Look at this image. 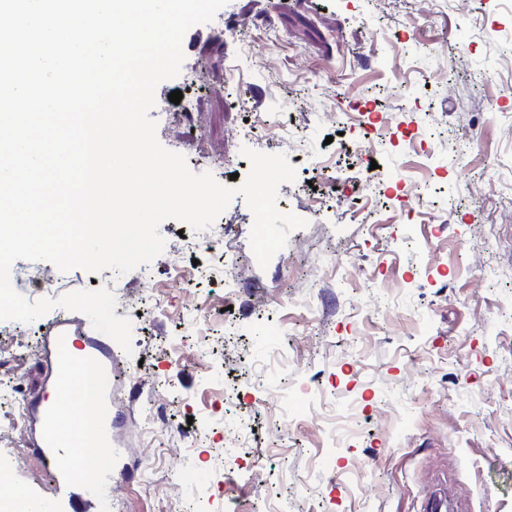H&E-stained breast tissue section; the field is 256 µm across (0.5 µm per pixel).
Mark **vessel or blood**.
Returning <instances> with one entry per match:
<instances>
[{
  "label": "vessel or blood",
  "instance_id": "1",
  "mask_svg": "<svg viewBox=\"0 0 512 512\" xmlns=\"http://www.w3.org/2000/svg\"><path fill=\"white\" fill-rule=\"evenodd\" d=\"M53 349L50 396L33 403L28 416L38 427L36 451L50 471V493L70 512L75 488H83L89 501L101 503L112 484V469L104 467L85 475V455L112 449V414L106 394L94 405L82 404V381L92 377L104 381L113 370L112 351L101 336L73 328L70 320L59 319L48 328Z\"/></svg>",
  "mask_w": 512,
  "mask_h": 512
}]
</instances>
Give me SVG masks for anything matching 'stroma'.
I'll list each match as a JSON object with an SVG mask.
<instances>
[{"label": "stroma", "mask_w": 512, "mask_h": 512, "mask_svg": "<svg viewBox=\"0 0 512 512\" xmlns=\"http://www.w3.org/2000/svg\"><path fill=\"white\" fill-rule=\"evenodd\" d=\"M185 34L183 77L162 81L156 136L193 172L236 186L240 150L296 169L277 206L307 220L260 268L253 215L233 199L198 233L161 224L165 247L121 277L19 260L13 288L36 301L107 287L132 322L113 345L112 491L102 512H419L447 482L452 512H512V7L506 0H228ZM193 94L183 114L172 91ZM401 126L362 151L365 118ZM366 110V111H367ZM272 112L289 129L260 126ZM422 146L401 150L413 129ZM372 169V221L351 188ZM231 256L237 293L184 278ZM338 266H331V259ZM205 308L198 321L186 296ZM57 307L0 321V465L47 498L24 406L47 395L43 338ZM186 438L148 446L159 406ZM247 445L233 447L236 435Z\"/></svg>", "instance_id": "1"}]
</instances>
